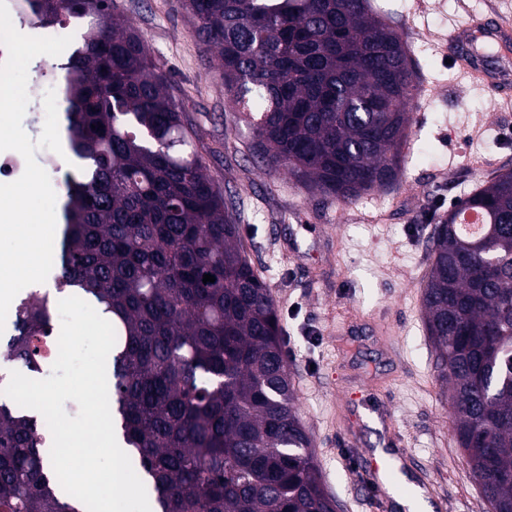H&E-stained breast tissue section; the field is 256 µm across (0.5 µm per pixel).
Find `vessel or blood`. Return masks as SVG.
Instances as JSON below:
<instances>
[{"label":"vessel or blood","mask_w":512,"mask_h":512,"mask_svg":"<svg viewBox=\"0 0 512 512\" xmlns=\"http://www.w3.org/2000/svg\"><path fill=\"white\" fill-rule=\"evenodd\" d=\"M451 53L477 83L502 96L512 95V22L472 17L453 32Z\"/></svg>","instance_id":"1"}]
</instances>
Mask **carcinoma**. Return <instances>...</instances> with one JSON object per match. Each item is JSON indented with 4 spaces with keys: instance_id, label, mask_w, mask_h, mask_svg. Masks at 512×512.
<instances>
[{
    "instance_id": "cac0c4a2",
    "label": "carcinoma",
    "mask_w": 512,
    "mask_h": 512,
    "mask_svg": "<svg viewBox=\"0 0 512 512\" xmlns=\"http://www.w3.org/2000/svg\"><path fill=\"white\" fill-rule=\"evenodd\" d=\"M31 4L44 23L87 19L64 65L68 147L84 165L61 185L55 285L119 336L110 409L154 512H335L268 285L148 45L110 0ZM185 5L265 169L346 203L397 182L416 72L370 0ZM459 209L484 215L479 236L458 233ZM430 243L426 329L457 442L489 512H512V167L461 198ZM14 317L0 359L34 370L48 299L32 292ZM38 419L0 400V512H86L46 473Z\"/></svg>"
}]
</instances>
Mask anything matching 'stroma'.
<instances>
[{
	"label": "stroma",
	"mask_w": 512,
	"mask_h": 512,
	"mask_svg": "<svg viewBox=\"0 0 512 512\" xmlns=\"http://www.w3.org/2000/svg\"><path fill=\"white\" fill-rule=\"evenodd\" d=\"M402 33L418 72L398 182L352 205L262 168L224 92L214 50L183 0H112L142 33L184 106L206 173L221 187L242 249L267 283L286 346L295 405L337 512H402L418 487L431 512H489L455 438L449 384L425 329L423 264L432 227L456 202L512 166V101L447 64L448 37L470 14L512 20V0H375ZM58 58L28 66L22 121L38 139L44 79ZM394 455L381 488L362 466Z\"/></svg>",
	"instance_id": "stroma-1"
}]
</instances>
